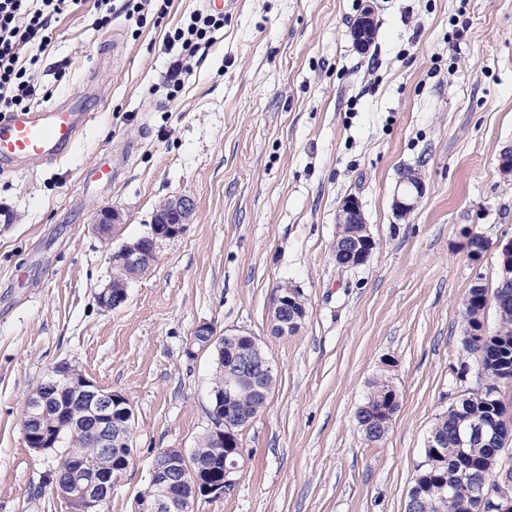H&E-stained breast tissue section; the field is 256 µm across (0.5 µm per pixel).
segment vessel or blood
Listing matches in <instances>:
<instances>
[{
  "label": "vessel or blood",
  "instance_id": "obj_1",
  "mask_svg": "<svg viewBox=\"0 0 512 512\" xmlns=\"http://www.w3.org/2000/svg\"><path fill=\"white\" fill-rule=\"evenodd\" d=\"M82 98L0 117V168L43 166L62 158L83 133Z\"/></svg>",
  "mask_w": 512,
  "mask_h": 512
}]
</instances>
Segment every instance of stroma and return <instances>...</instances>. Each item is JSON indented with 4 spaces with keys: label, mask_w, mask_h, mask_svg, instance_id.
<instances>
[{
    "label": "stroma",
    "mask_w": 512,
    "mask_h": 512,
    "mask_svg": "<svg viewBox=\"0 0 512 512\" xmlns=\"http://www.w3.org/2000/svg\"><path fill=\"white\" fill-rule=\"evenodd\" d=\"M376 38L348 36L364 0H224V26L168 84L166 35L206 0L150 7L144 26L94 0L53 24L30 103L94 83L80 139L39 168L0 171V512H68L45 485L58 454L28 448L26 396L61 360L134 410L130 465L101 512H133L154 455L191 450L209 425L214 357H188L193 328L242 329L273 362L266 407L244 429L235 488L192 512H405L436 417L483 382L467 365L463 303L494 289V254L472 262L463 232L512 239V0H374ZM107 187L82 186L106 157ZM425 192L397 219L400 171ZM364 209L375 249L337 267L336 210ZM195 202L120 307L96 296L112 273L91 230L118 209L119 240L143 235L163 200ZM298 287L308 315L294 335L268 327L275 290ZM388 377L399 406L368 443L354 413Z\"/></svg>",
    "instance_id": "1"
}]
</instances>
